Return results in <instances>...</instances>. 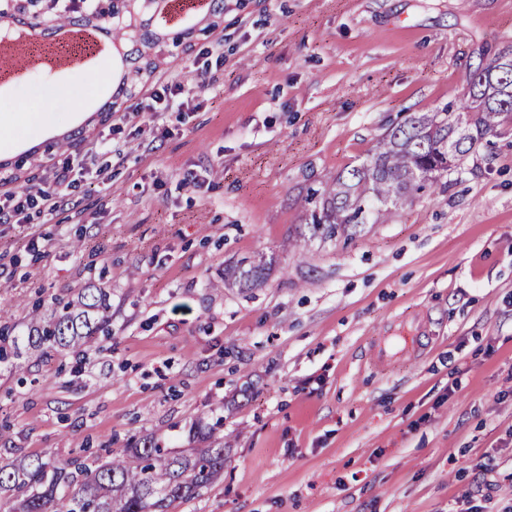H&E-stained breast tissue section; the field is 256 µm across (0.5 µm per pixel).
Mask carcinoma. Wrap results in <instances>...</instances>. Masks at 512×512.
Instances as JSON below:
<instances>
[{"label":"carcinoma","mask_w":512,"mask_h":512,"mask_svg":"<svg viewBox=\"0 0 512 512\" xmlns=\"http://www.w3.org/2000/svg\"><path fill=\"white\" fill-rule=\"evenodd\" d=\"M481 55L468 91L455 111L414 113L378 143L361 166L332 185L310 189L312 235L326 242L366 223L380 206L412 203L414 193L433 187L512 114V53ZM263 277V267L242 262L224 270V280L243 289ZM111 293L90 286L75 300L32 309L27 335L9 338L0 329V364L17 369L23 356L86 347L108 332ZM224 419L191 427L197 447L172 451L155 440L107 456L97 464L23 455L0 460V499L9 512H174L224 480Z\"/></svg>","instance_id":"carcinoma-1"}]
</instances>
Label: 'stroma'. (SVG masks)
<instances>
[{
  "label": "stroma",
  "mask_w": 512,
  "mask_h": 512,
  "mask_svg": "<svg viewBox=\"0 0 512 512\" xmlns=\"http://www.w3.org/2000/svg\"><path fill=\"white\" fill-rule=\"evenodd\" d=\"M223 2L191 26L170 0L135 12L98 81L66 61L0 84V188L39 184L61 142L95 169L0 224V325L112 294L111 336L0 367V457L183 449L220 415L224 480L180 512H512V117L446 190L348 240L311 238L302 206L462 97L482 47L512 52V0ZM145 66L181 111L147 110ZM244 257L260 284L225 285ZM384 336L418 342L378 364Z\"/></svg>",
  "instance_id": "stroma-1"
}]
</instances>
